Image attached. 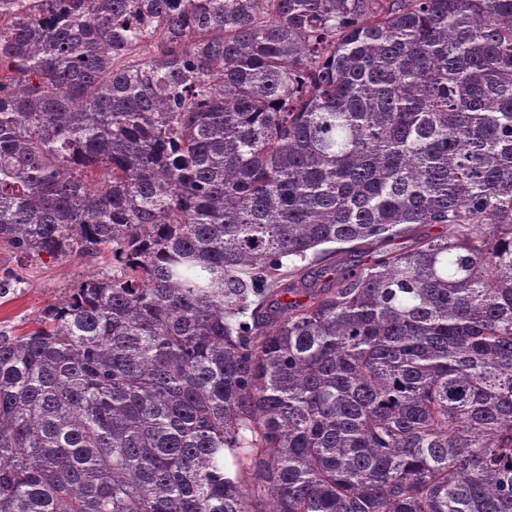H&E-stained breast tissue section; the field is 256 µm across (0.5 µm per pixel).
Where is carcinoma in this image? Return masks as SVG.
Returning <instances> with one entry per match:
<instances>
[{
  "label": "carcinoma",
  "instance_id": "cac0c4a2",
  "mask_svg": "<svg viewBox=\"0 0 512 512\" xmlns=\"http://www.w3.org/2000/svg\"><path fill=\"white\" fill-rule=\"evenodd\" d=\"M0 243V512H512V0H0ZM112 273L109 254L71 256L60 260L28 258L0 247V279L15 274L20 283L0 295V332L18 336L45 307L58 302L65 292L90 274Z\"/></svg>",
  "mask_w": 512,
  "mask_h": 512
}]
</instances>
